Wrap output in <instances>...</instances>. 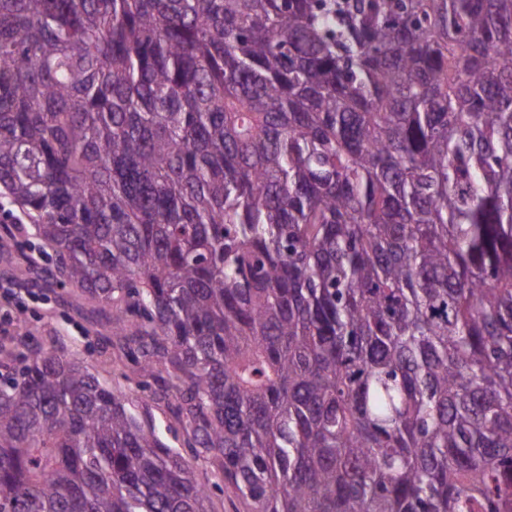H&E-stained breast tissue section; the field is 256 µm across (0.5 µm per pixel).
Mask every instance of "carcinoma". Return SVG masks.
Returning <instances> with one entry per match:
<instances>
[{
    "label": "carcinoma",
    "instance_id": "obj_1",
    "mask_svg": "<svg viewBox=\"0 0 512 512\" xmlns=\"http://www.w3.org/2000/svg\"><path fill=\"white\" fill-rule=\"evenodd\" d=\"M0 187L191 453L0 348V512H512V0H0ZM194 478L209 490L208 509L211 512H248L249 505L241 498L224 489V484L205 462L199 461L193 467Z\"/></svg>",
    "mask_w": 512,
    "mask_h": 512
}]
</instances>
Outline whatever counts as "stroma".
<instances>
[{"mask_svg":"<svg viewBox=\"0 0 512 512\" xmlns=\"http://www.w3.org/2000/svg\"><path fill=\"white\" fill-rule=\"evenodd\" d=\"M18 216L17 207L1 196L0 223L8 226L11 235L0 243V289H15L18 297L12 304L0 306V316L10 320L7 328H0V345L16 353L40 345L73 354L103 386L126 394L136 414L152 420L166 439H173L171 415L165 403L156 399L153 388L137 386L112 367L118 347L107 326L108 306L86 300L77 289L58 287L48 278L28 272L29 261L42 268L47 261L39 254L34 226L18 223ZM193 474L209 490L210 512H248V503L225 490L207 463H196Z\"/></svg>","mask_w":512,"mask_h":512,"instance_id":"stroma-1","label":"stroma"}]
</instances>
